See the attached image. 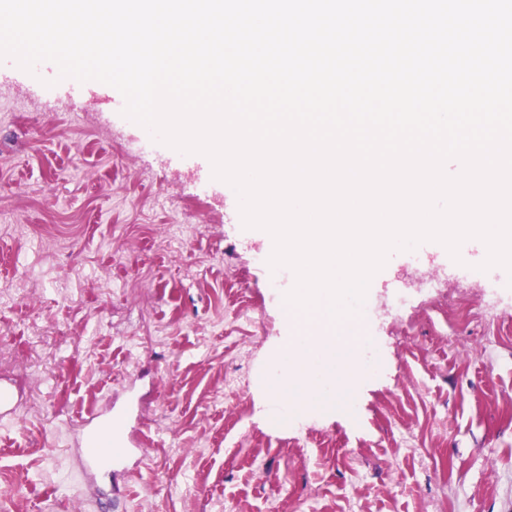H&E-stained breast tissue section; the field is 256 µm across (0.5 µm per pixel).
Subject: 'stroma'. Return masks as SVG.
Wrapping results in <instances>:
<instances>
[{"label":"stroma","mask_w":512,"mask_h":512,"mask_svg":"<svg viewBox=\"0 0 512 512\" xmlns=\"http://www.w3.org/2000/svg\"><path fill=\"white\" fill-rule=\"evenodd\" d=\"M54 78L0 60V512H512V278L479 271L485 244L464 264L392 252L353 412L274 418L261 381L293 278L270 289L268 243L207 158L154 140L112 86ZM132 387L147 458L90 479L76 424Z\"/></svg>","instance_id":"1"}]
</instances>
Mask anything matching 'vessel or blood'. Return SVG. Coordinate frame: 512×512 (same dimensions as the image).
Listing matches in <instances>:
<instances>
[{
	"label": "vessel or blood",
	"instance_id": "b4317fda",
	"mask_svg": "<svg viewBox=\"0 0 512 512\" xmlns=\"http://www.w3.org/2000/svg\"><path fill=\"white\" fill-rule=\"evenodd\" d=\"M132 414V407L125 406L113 409L107 419L95 411L82 418L78 454L84 470L109 478L127 472L131 461L142 456L127 431Z\"/></svg>",
	"mask_w": 512,
	"mask_h": 512
}]
</instances>
